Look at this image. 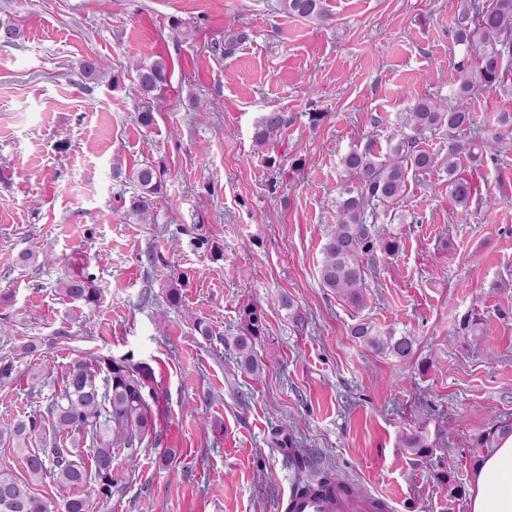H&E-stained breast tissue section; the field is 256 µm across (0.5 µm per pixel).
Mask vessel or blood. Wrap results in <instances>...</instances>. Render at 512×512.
<instances>
[{"label":"vessel or blood","mask_w":512,"mask_h":512,"mask_svg":"<svg viewBox=\"0 0 512 512\" xmlns=\"http://www.w3.org/2000/svg\"><path fill=\"white\" fill-rule=\"evenodd\" d=\"M285 512H390L385 496H355L342 489H293L283 504Z\"/></svg>","instance_id":"b4317fda"}]
</instances>
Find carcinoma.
Instances as JSON below:
<instances>
[{
    "mask_svg": "<svg viewBox=\"0 0 512 512\" xmlns=\"http://www.w3.org/2000/svg\"><path fill=\"white\" fill-rule=\"evenodd\" d=\"M285 11L301 17L330 23L323 0H282ZM456 42L466 47L467 60L454 65L449 102L432 97L415 100L405 116V124L413 135L403 136L380 157L373 144L353 149L340 161L343 185L336 199L335 224L323 245L320 278L324 287L350 305H365L366 269L376 268L374 252L398 249L395 239H382L375 227L379 209L387 202L404 196L411 172L443 168L448 172V197L457 208H467L473 187L457 174V156L463 154L475 163L484 152L495 148L512 133V113L501 112L492 129L474 126L470 101L480 92L501 83L504 58H512V0H482L469 3L455 17ZM243 30L224 35V44L216 45L224 55L246 40ZM135 85L145 106L138 113V123L145 129L155 122L150 101L156 99L170 84V72L162 61L138 63L134 67ZM81 76L88 82H99L106 75L101 60L88 57L79 62ZM288 124L281 112H266L258 119L254 141L258 146L274 148L276 138ZM448 130V154L418 148L420 137L428 132ZM467 131L470 137L460 139ZM136 191L124 201V216L141 224L155 220L157 199L163 194L164 172L153 167L138 168L128 175ZM61 293L93 307L98 304L100 289L81 275L60 281ZM259 314L248 313V324L232 339L240 365L251 373L260 370L255 356L256 339L261 336ZM350 334L375 353H385L407 363L415 357V338L384 333L371 323L360 321ZM105 373L103 385L96 382L97 371L85 360L72 362L66 373L63 389L53 396L47 415L31 416L0 428V440H8L23 454L25 476L0 467V512H53L51 503L35 492L38 482L50 476L59 488L60 512H91L89 501L74 493L87 482L95 480L102 496L112 495V461L118 448L129 449L140 440L150 424L149 400L157 398L150 385L152 371L146 365H128L112 359L98 363ZM50 426L49 448L31 449L33 438ZM91 441V463H86L76 449Z\"/></svg>",
    "mask_w": 512,
    "mask_h": 512,
    "instance_id": "carcinoma-1",
    "label": "carcinoma"
}]
</instances>
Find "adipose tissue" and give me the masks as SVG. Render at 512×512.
<instances>
[{
    "instance_id": "obj_1",
    "label": "adipose tissue",
    "mask_w": 512,
    "mask_h": 512,
    "mask_svg": "<svg viewBox=\"0 0 512 512\" xmlns=\"http://www.w3.org/2000/svg\"><path fill=\"white\" fill-rule=\"evenodd\" d=\"M468 512H512V432L499 435L493 451L479 463Z\"/></svg>"
}]
</instances>
